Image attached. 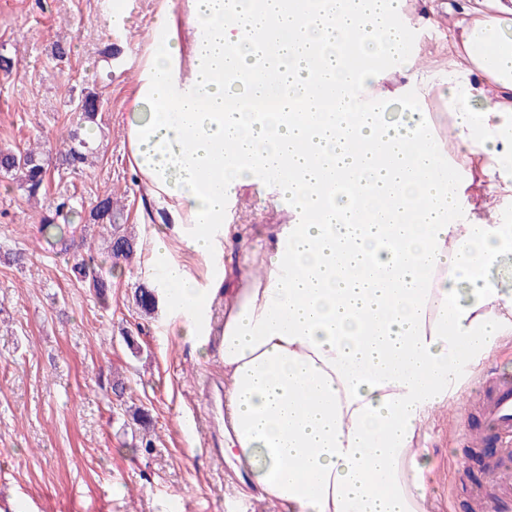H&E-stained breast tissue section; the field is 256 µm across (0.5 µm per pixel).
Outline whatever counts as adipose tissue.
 Here are the masks:
<instances>
[{"instance_id":"1","label":"adipose tissue","mask_w":512,"mask_h":512,"mask_svg":"<svg viewBox=\"0 0 512 512\" xmlns=\"http://www.w3.org/2000/svg\"><path fill=\"white\" fill-rule=\"evenodd\" d=\"M404 5L189 0L190 50L163 20L137 84L132 157L185 248L220 255L246 185L271 183L291 215L218 323L223 276L200 284L166 233L149 242L179 335L219 338L224 445L281 512H425V423L457 400L461 365L512 336V289L491 274L512 258V0H477L450 27L440 73ZM257 27L287 80L259 84ZM382 58L405 78L391 93ZM435 95L448 113L428 140Z\"/></svg>"}]
</instances>
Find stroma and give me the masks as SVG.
Segmentation results:
<instances>
[{
	"label": "stroma",
	"instance_id": "35a3bbf8",
	"mask_svg": "<svg viewBox=\"0 0 512 512\" xmlns=\"http://www.w3.org/2000/svg\"><path fill=\"white\" fill-rule=\"evenodd\" d=\"M472 4L409 0L405 21L436 19L420 33L433 67H445L448 28ZM170 13L185 22L186 0H0V53L14 60L11 72L0 71V148L37 138L57 152L60 131L77 123L74 101L98 92L105 153L78 174L51 178L46 199L74 196L89 209L113 191L136 242L132 266L118 268L103 249L102 226L77 216L66 228L75 247L62 251L40 232L43 207L0 175V512H14L21 500L28 512H279L262 501L251 472L240 484L227 482L224 472L236 460L209 449L224 425L209 410L224 394L217 357L178 336L165 303L144 316L132 301L138 285L158 284L148 243L175 223L168 203L140 182L127 136L144 110L134 95L150 37ZM58 43L64 56L54 54ZM228 221L237 242L224 264L229 291L212 304L217 320L233 301L232 288L264 257V225L287 223L288 215L253 185L232 196ZM82 241L110 284L106 298L71 272ZM128 335L139 353L127 348ZM505 374L512 375V343L472 368L460 400L432 415L419 443L428 463V512H478L489 455L452 423L460 418L490 431L474 399ZM118 380L125 386L120 399L112 392ZM128 404L149 408L152 452L135 448Z\"/></svg>",
	"mask_w": 512,
	"mask_h": 512
}]
</instances>
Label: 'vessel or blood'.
I'll return each instance as SVG.
<instances>
[{"label": "vessel or blood", "mask_w": 512, "mask_h": 512, "mask_svg": "<svg viewBox=\"0 0 512 512\" xmlns=\"http://www.w3.org/2000/svg\"><path fill=\"white\" fill-rule=\"evenodd\" d=\"M485 409L496 426L499 451L489 466L490 512H512V385L501 383L485 397Z\"/></svg>", "instance_id": "vessel-or-blood-1"}]
</instances>
